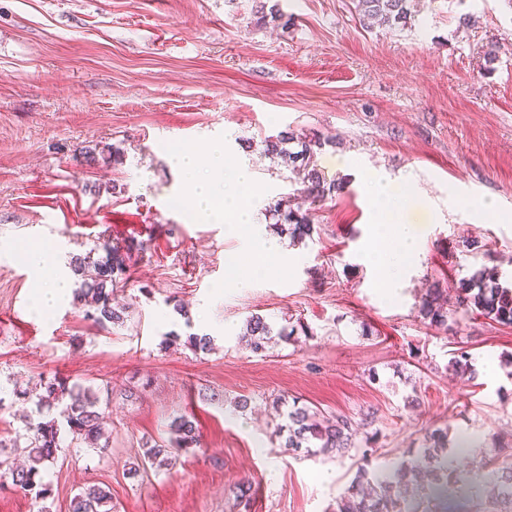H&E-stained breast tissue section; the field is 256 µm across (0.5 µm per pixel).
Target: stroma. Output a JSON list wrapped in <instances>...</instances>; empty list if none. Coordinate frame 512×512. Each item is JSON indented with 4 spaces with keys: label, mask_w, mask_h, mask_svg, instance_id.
<instances>
[{
    "label": "stroma",
    "mask_w": 512,
    "mask_h": 512,
    "mask_svg": "<svg viewBox=\"0 0 512 512\" xmlns=\"http://www.w3.org/2000/svg\"><path fill=\"white\" fill-rule=\"evenodd\" d=\"M410 9L407 25L388 28L364 24L352 0H0V476L22 458L23 417L36 411L16 393L39 379L97 392L111 431L107 454L60 448L46 500L0 490V512H69L92 485L117 512H335L362 461L396 466L434 429L484 442L449 455L454 471L506 456L512 326L474 314L435 326L418 301L484 264L512 287V0ZM288 128L322 140L315 163L338 186L296 246L269 212L301 187L265 153ZM214 146L252 175L251 235L200 223L185 193L174 152ZM373 175L403 192L420 239L391 300L362 257ZM254 237L288 251L290 272L269 259L257 277L229 268ZM34 243L66 264L130 249L112 295L124 323L87 320L71 293L40 315L21 259ZM255 315L296 332L255 355L239 340ZM193 333L212 350L192 349ZM460 346L468 381L446 368ZM277 397L372 415L375 453L283 448ZM185 412L201 446L173 469L131 475L145 443Z\"/></svg>",
    "instance_id": "35a3bbf8"
}]
</instances>
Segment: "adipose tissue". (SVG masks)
<instances>
[{"instance_id":"obj_1","label":"adipose tissue","mask_w":512,"mask_h":512,"mask_svg":"<svg viewBox=\"0 0 512 512\" xmlns=\"http://www.w3.org/2000/svg\"><path fill=\"white\" fill-rule=\"evenodd\" d=\"M186 192L202 223H226L237 232L253 226L252 208L241 206L240 191L252 183L246 169H226L224 150L216 147L207 156L190 150L176 153ZM420 254L416 231L404 218L390 223L370 225L364 239L363 258L378 273L386 296L396 295L403 288L409 269ZM22 260L29 268L34 283L33 304L41 314H48L66 296L69 277L57 261L41 245L29 246Z\"/></svg>"}]
</instances>
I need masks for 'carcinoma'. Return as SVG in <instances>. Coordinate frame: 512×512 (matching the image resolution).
I'll list each match as a JSON object with an SVG mask.
<instances>
[{"label":"carcinoma","mask_w":512,"mask_h":512,"mask_svg":"<svg viewBox=\"0 0 512 512\" xmlns=\"http://www.w3.org/2000/svg\"><path fill=\"white\" fill-rule=\"evenodd\" d=\"M355 10L367 19L388 27L407 24L410 11L407 0H354ZM295 143L298 150L286 145ZM322 148L319 140L306 139L289 130L281 131L265 140V152L284 159L293 167L305 171L302 193L316 203L336 186H326L319 171L310 166L315 149ZM273 212L281 217L277 232L292 240L303 241L312 237L314 224L312 214L301 209H283V202L273 206ZM105 259L94 263L95 275L82 283L78 296L89 298L92 309L85 316L95 323L118 324L124 322V310L112 306L114 274L126 266V256L118 249L105 247ZM458 308L464 312H475L503 326H512V288L499 283L496 268L480 266L469 276L457 282ZM421 316L430 324L445 325L452 309L444 307L443 290L434 285L418 305ZM272 339V327L261 316H253L245 326L241 340L249 350L261 355ZM448 367L461 379L474 372L468 351L458 349L448 361ZM43 392L35 402L39 418L27 422L28 444L25 448L27 464L9 470L11 487L31 494L36 499L50 497L52 489L43 482L42 472L54 463L60 449L61 427H66L71 442L104 450L108 447L109 435L102 414L98 410L99 398L89 388L54 377L43 381ZM288 422L278 429L285 437L284 447L295 451L304 450L309 456L343 455L360 444L370 445L375 434H366L360 440L357 434L372 424L371 416L356 422L338 415L321 418L309 407L293 406L287 413ZM169 444L152 445L143 455L142 466L155 470H167L178 457L200 444L196 422L191 415H180L170 422ZM432 444L423 450V462L414 459L403 461L392 471L358 468L357 476L347 491L340 497L336 512H420V503L428 498L433 509L429 512H450L448 501L463 496L469 491L465 477L453 475L448 470V451L469 448L477 442L473 434L463 433L449 443L448 431L436 430L429 436ZM484 492L492 502L502 506V512H512V457L506 456L492 469L484 481ZM70 512H112L110 492L99 486H90L75 495L70 503Z\"/></svg>","instance_id":"1"}]
</instances>
